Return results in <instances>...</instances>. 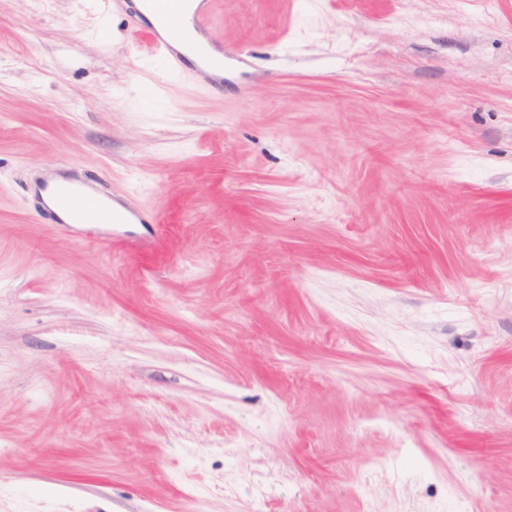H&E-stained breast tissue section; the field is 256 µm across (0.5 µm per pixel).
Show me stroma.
<instances>
[{
  "label": "stroma",
  "instance_id": "stroma-1",
  "mask_svg": "<svg viewBox=\"0 0 512 512\" xmlns=\"http://www.w3.org/2000/svg\"><path fill=\"white\" fill-rule=\"evenodd\" d=\"M224 86L0 0V512H512V0H219ZM142 224L60 228L44 170Z\"/></svg>",
  "mask_w": 512,
  "mask_h": 512
}]
</instances>
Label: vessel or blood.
<instances>
[{
	"instance_id": "b4317fda",
	"label": "vessel or blood",
	"mask_w": 512,
	"mask_h": 512,
	"mask_svg": "<svg viewBox=\"0 0 512 512\" xmlns=\"http://www.w3.org/2000/svg\"><path fill=\"white\" fill-rule=\"evenodd\" d=\"M211 0H117L120 9L134 24L145 25L154 48V57L167 72L180 70L184 49L197 50L200 62L194 68L196 81L203 86L221 83L224 78V55L197 49L191 39L177 41L185 23H192L197 33L209 34ZM42 190L50 192L55 204L65 210L72 223L136 224L142 221L140 211L129 208L122 200L92 190L84 178L56 181L46 176Z\"/></svg>"
}]
</instances>
